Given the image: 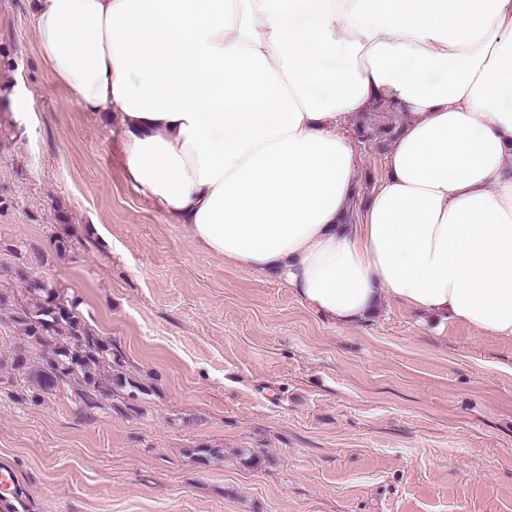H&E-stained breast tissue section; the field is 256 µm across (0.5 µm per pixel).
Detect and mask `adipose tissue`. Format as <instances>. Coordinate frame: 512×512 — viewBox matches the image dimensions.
<instances>
[{
  "mask_svg": "<svg viewBox=\"0 0 512 512\" xmlns=\"http://www.w3.org/2000/svg\"><path fill=\"white\" fill-rule=\"evenodd\" d=\"M37 49L197 247L352 324L389 295L512 340V0H34ZM407 120L364 209L341 131Z\"/></svg>",
  "mask_w": 512,
  "mask_h": 512,
  "instance_id": "1",
  "label": "adipose tissue"
}]
</instances>
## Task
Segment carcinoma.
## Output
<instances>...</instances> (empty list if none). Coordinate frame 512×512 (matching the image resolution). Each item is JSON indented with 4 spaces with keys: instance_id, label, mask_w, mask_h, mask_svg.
I'll use <instances>...</instances> for the list:
<instances>
[{
    "instance_id": "obj_1",
    "label": "carcinoma",
    "mask_w": 512,
    "mask_h": 512,
    "mask_svg": "<svg viewBox=\"0 0 512 512\" xmlns=\"http://www.w3.org/2000/svg\"><path fill=\"white\" fill-rule=\"evenodd\" d=\"M397 129L391 121L369 120L357 124L355 133L383 145L396 135ZM16 276L33 302L18 309L13 322L20 335L36 345L39 356L34 366L27 357L17 356L15 370L27 372L44 393L76 386L88 408L98 407L119 391L130 399L145 393V388L123 369L112 344L93 332L76 307L65 303L53 281L25 269L17 270Z\"/></svg>"
}]
</instances>
